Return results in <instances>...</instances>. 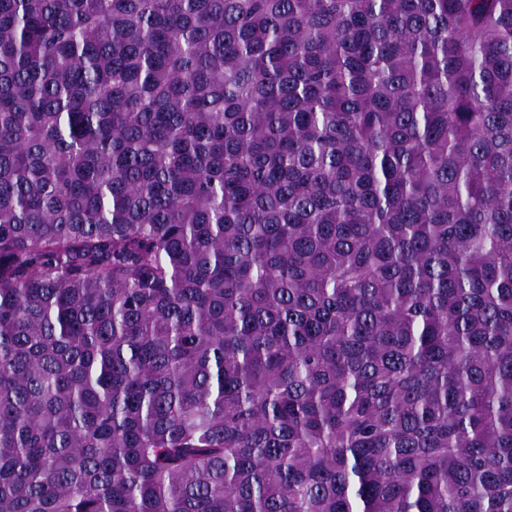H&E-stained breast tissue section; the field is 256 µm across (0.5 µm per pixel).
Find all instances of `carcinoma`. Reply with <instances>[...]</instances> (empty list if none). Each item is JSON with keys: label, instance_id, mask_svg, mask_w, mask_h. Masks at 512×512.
<instances>
[{"label": "carcinoma", "instance_id": "carcinoma-1", "mask_svg": "<svg viewBox=\"0 0 512 512\" xmlns=\"http://www.w3.org/2000/svg\"><path fill=\"white\" fill-rule=\"evenodd\" d=\"M0 512H512V0H0Z\"/></svg>", "mask_w": 512, "mask_h": 512}]
</instances>
